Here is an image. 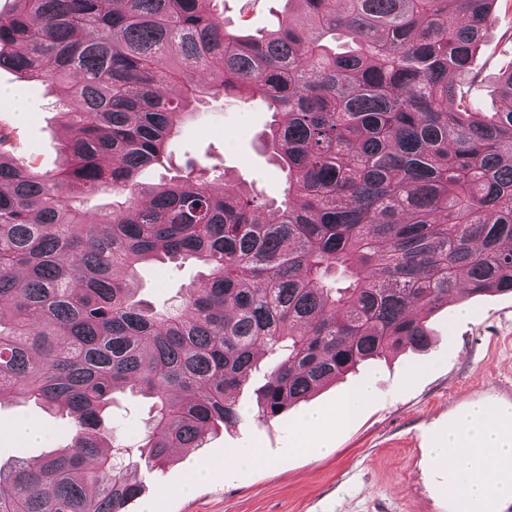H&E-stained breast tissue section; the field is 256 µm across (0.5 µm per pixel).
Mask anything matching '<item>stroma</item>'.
Segmentation results:
<instances>
[{"mask_svg":"<svg viewBox=\"0 0 512 512\" xmlns=\"http://www.w3.org/2000/svg\"><path fill=\"white\" fill-rule=\"evenodd\" d=\"M300 18L296 0H224V20L261 36L276 29L282 16ZM512 9L502 6L487 29L473 69L480 78L471 89L475 111L500 106L497 77L512 66ZM23 88L32 112L18 115L0 99V130L8 133L13 155L42 172H57L65 159L58 101L61 89L27 83L0 69V90ZM203 120L184 125L172 139V165L144 169L141 182L154 184L174 175L187 157L215 167L227 181L254 188L266 198L282 199L283 173L275 165L263 134L271 122L257 103L208 98ZM200 266L150 261L138 271L136 296L157 307L173 303L196 280ZM434 334L424 351L407 349L359 366L343 380L290 407L277 419L256 414L254 387L239 394L242 420L211 434L204 447L174 454L163 467L139 462L141 496L126 512H461L449 487L447 462L432 448L466 403L512 407V293L456 296L428 317ZM373 396L344 424L336 422L343 394L363 380ZM152 402L128 392L116 394L109 423L134 440L144 429ZM322 418L318 436L299 447L297 426L303 415ZM37 423L36 438L16 436L19 420ZM68 416L21 399L0 403V462L31 458L66 444ZM260 460H253V453ZM211 471L196 479L200 462Z\"/></svg>","mask_w":512,"mask_h":512,"instance_id":"obj_1","label":"stroma"}]
</instances>
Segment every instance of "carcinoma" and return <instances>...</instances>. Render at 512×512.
I'll return each mask as SVG.
<instances>
[{
  "mask_svg": "<svg viewBox=\"0 0 512 512\" xmlns=\"http://www.w3.org/2000/svg\"><path fill=\"white\" fill-rule=\"evenodd\" d=\"M269 34L224 26V0H16L0 69L68 86L61 173L0 133V401L74 421L69 444L0 463V512H125L120 454L164 465L241 420H273L358 365L426 349L458 294L512 292V68L501 106L471 111L456 77L512 0H296ZM340 34L355 49L336 53ZM209 95L256 100L284 197L215 186L188 162L140 171ZM112 202L88 219V195ZM203 268L180 302L135 299L145 261ZM153 399L134 444L105 423L118 391Z\"/></svg>",
  "mask_w": 512,
  "mask_h": 512,
  "instance_id": "carcinoma-1",
  "label": "carcinoma"
}]
</instances>
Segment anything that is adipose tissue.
<instances>
[{"label":"adipose tissue","instance_id":"ef3b65f1","mask_svg":"<svg viewBox=\"0 0 512 512\" xmlns=\"http://www.w3.org/2000/svg\"><path fill=\"white\" fill-rule=\"evenodd\" d=\"M462 480L454 488L468 512H493L512 493V412L470 405L435 448Z\"/></svg>","mask_w":512,"mask_h":512}]
</instances>
